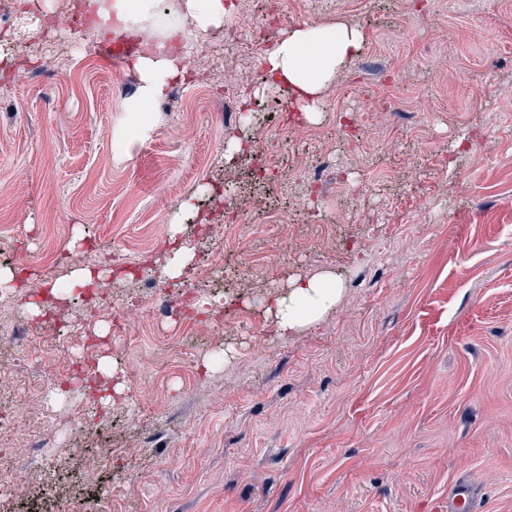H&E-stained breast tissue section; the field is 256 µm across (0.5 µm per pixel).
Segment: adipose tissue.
<instances>
[{"label":"adipose tissue","mask_w":512,"mask_h":512,"mask_svg":"<svg viewBox=\"0 0 512 512\" xmlns=\"http://www.w3.org/2000/svg\"><path fill=\"white\" fill-rule=\"evenodd\" d=\"M96 33L132 32L167 19L163 38L148 53L139 55L134 68L141 80L139 97L127 104V124L145 129L156 102L176 78L184 75L183 59L191 37L223 26L225 0H183L179 11H168L164 0H98L94 11ZM364 35L346 23L307 24L288 31L268 52L267 80L294 93L306 120H315L322 95L337 69L359 55ZM343 291L329 274L296 280L288 295L276 298L271 312L280 333L319 320Z\"/></svg>","instance_id":"obj_1"}]
</instances>
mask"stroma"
I'll return each mask as SVG.
<instances>
[{
  "label": "stroma",
  "instance_id": "1",
  "mask_svg": "<svg viewBox=\"0 0 512 512\" xmlns=\"http://www.w3.org/2000/svg\"><path fill=\"white\" fill-rule=\"evenodd\" d=\"M270 35L226 16L208 34L211 65L248 78L254 119L224 124L186 86L140 139L123 142V99L98 58L90 25L50 58V86L0 74V268L18 252L95 249L112 309L73 336L41 338L21 370L0 332V408L50 439L67 465L59 507L84 512H446L456 480L475 484L484 512H512V0H263ZM346 22L361 53L336 71L315 123L278 109L264 56L289 29ZM419 104L416 118L370 112L368 100ZM362 122L359 138L340 121ZM251 149L277 169L250 175ZM320 165L345 179L296 205ZM246 221L225 247L213 216L227 203ZM192 254L181 278L208 302L196 348L174 346L185 320L123 312L135 280L112 268L136 256L163 280L172 222ZM224 251V286L205 261ZM46 268L0 314L39 324L29 304L66 282ZM321 272L343 284L336 305L279 334L270 300ZM107 337L82 381L89 396L55 401L46 373L81 356L83 335ZM113 359L116 379L100 369ZM12 494L0 512H33L39 473L0 459Z\"/></svg>",
  "mask_w": 512,
  "mask_h": 512
}]
</instances>
